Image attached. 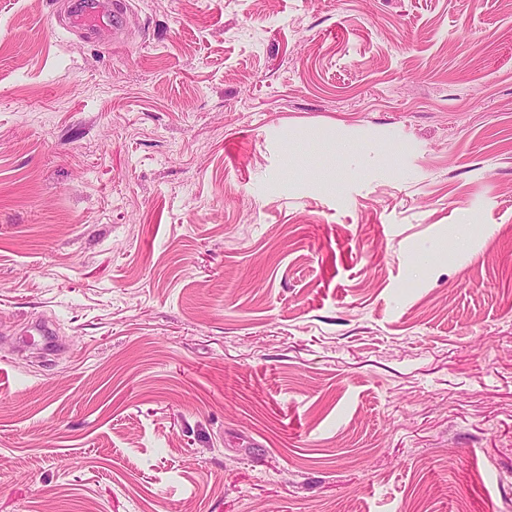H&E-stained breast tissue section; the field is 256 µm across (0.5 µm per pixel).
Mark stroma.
Listing matches in <instances>:
<instances>
[{"mask_svg": "<svg viewBox=\"0 0 512 512\" xmlns=\"http://www.w3.org/2000/svg\"><path fill=\"white\" fill-rule=\"evenodd\" d=\"M129 2L0 0V512H512V0ZM127 5L122 0H83L71 5L70 24L79 30L112 33L120 40L126 25Z\"/></svg>", "mask_w": 512, "mask_h": 512, "instance_id": "1", "label": "stroma"}]
</instances>
